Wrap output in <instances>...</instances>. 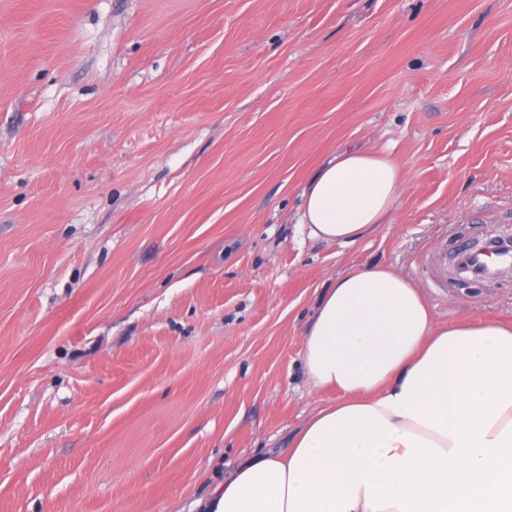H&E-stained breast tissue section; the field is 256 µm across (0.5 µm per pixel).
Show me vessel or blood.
<instances>
[{"instance_id": "obj_1", "label": "vessel or blood", "mask_w": 512, "mask_h": 512, "mask_svg": "<svg viewBox=\"0 0 512 512\" xmlns=\"http://www.w3.org/2000/svg\"><path fill=\"white\" fill-rule=\"evenodd\" d=\"M451 269L456 276L477 282L512 275V240L491 239L479 246L459 248Z\"/></svg>"}]
</instances>
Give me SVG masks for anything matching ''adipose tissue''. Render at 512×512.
<instances>
[{"mask_svg": "<svg viewBox=\"0 0 512 512\" xmlns=\"http://www.w3.org/2000/svg\"><path fill=\"white\" fill-rule=\"evenodd\" d=\"M403 186L392 157L347 146L301 192L310 237L353 243ZM332 397L288 447L224 474L207 512H512V322L438 320L382 265L324 288L302 336Z\"/></svg>", "mask_w": 512, "mask_h": 512, "instance_id": "obj_1", "label": "adipose tissue"}]
</instances>
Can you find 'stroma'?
<instances>
[{"mask_svg": "<svg viewBox=\"0 0 512 512\" xmlns=\"http://www.w3.org/2000/svg\"><path fill=\"white\" fill-rule=\"evenodd\" d=\"M385 148L386 223L298 224L338 147ZM512 0H0V512H201L326 402L301 336L381 264L438 319L512 318ZM451 269L456 276L477 282L512 275V240L491 239L479 246L461 247L454 253Z\"/></svg>", "mask_w": 512, "mask_h": 512, "instance_id": "stroma-1", "label": "stroma"}]
</instances>
